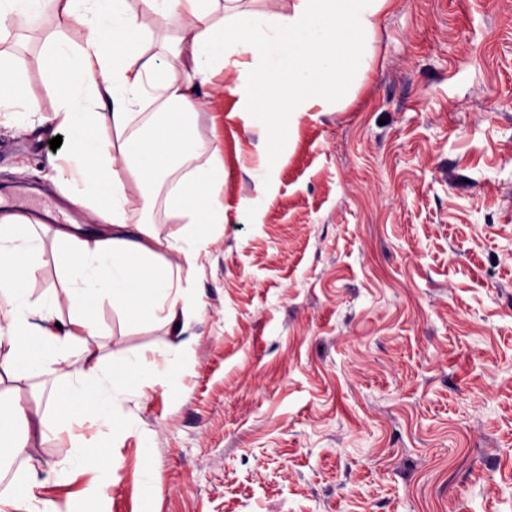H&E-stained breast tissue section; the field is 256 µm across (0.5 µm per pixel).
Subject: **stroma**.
Masks as SVG:
<instances>
[{
	"label": "stroma",
	"instance_id": "stroma-1",
	"mask_svg": "<svg viewBox=\"0 0 512 512\" xmlns=\"http://www.w3.org/2000/svg\"><path fill=\"white\" fill-rule=\"evenodd\" d=\"M0 124V190L25 185L86 230L52 179L56 105ZM225 91L192 117L224 165V224L182 291L177 376L128 402L137 432L96 473L47 487L75 512H512V0H393L339 107L270 121ZM105 359L166 348L161 320L98 310ZM62 382L37 373L0 409ZM80 431L46 426L14 478Z\"/></svg>",
	"mask_w": 512,
	"mask_h": 512
}]
</instances>
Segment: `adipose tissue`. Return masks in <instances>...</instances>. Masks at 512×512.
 Instances as JSON below:
<instances>
[{
    "label": "adipose tissue",
    "instance_id": "obj_1",
    "mask_svg": "<svg viewBox=\"0 0 512 512\" xmlns=\"http://www.w3.org/2000/svg\"><path fill=\"white\" fill-rule=\"evenodd\" d=\"M63 23L46 36L42 82L57 103L45 122L67 131L68 149L54 164L57 183L98 229L32 223L0 216V383L25 380L30 370L65 375L53 415L18 407L0 413V460L27 456L29 437L13 436L18 419L42 431L47 419L66 428L91 426L118 437L133 433L126 402L176 373L180 344L162 360L134 354L107 363L99 356L98 305L122 317L163 315L174 335L188 318L180 279L192 276L205 252V228L224 221V168L219 160L186 168L197 150L188 113L218 92L213 81L235 69L258 112H306L327 96L328 79L344 81L368 63V49L392 0H296L292 14L247 12L223 0H138L142 12L189 16L174 38H147L128 0H50ZM191 75L180 78L182 65ZM26 58L0 54V117L23 121L30 110ZM115 131L119 145L101 139ZM175 177L168 207L188 231L160 238L151 224L129 223L130 210L152 201L147 188ZM59 249L63 295L33 298L45 238ZM69 306V318L60 315ZM78 353L80 364L70 367ZM99 472L112 481V462L96 444H80L62 463L71 477ZM38 477L16 483L11 512H72L69 501L40 496Z\"/></svg>",
    "mask_w": 512,
    "mask_h": 512
}]
</instances>
